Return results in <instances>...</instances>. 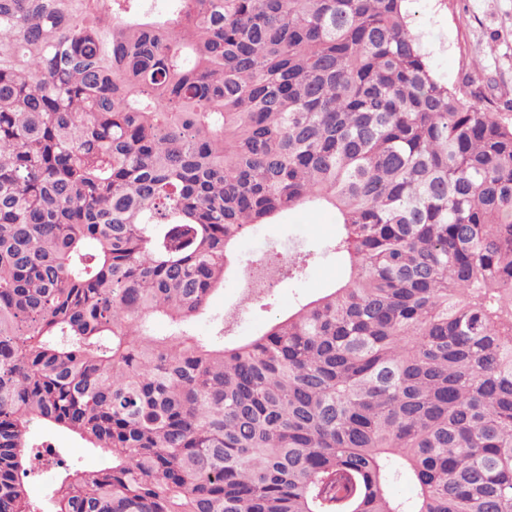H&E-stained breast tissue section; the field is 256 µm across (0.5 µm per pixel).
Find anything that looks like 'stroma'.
Wrapping results in <instances>:
<instances>
[{"instance_id":"obj_1","label":"stroma","mask_w":512,"mask_h":512,"mask_svg":"<svg viewBox=\"0 0 512 512\" xmlns=\"http://www.w3.org/2000/svg\"><path fill=\"white\" fill-rule=\"evenodd\" d=\"M409 8L412 33L427 53L436 77L451 86L469 85L497 106L512 104V0H411ZM336 230L331 214L301 209L251 229L239 239L237 253L248 260L270 249L284 254L296 248L315 250L334 238ZM340 273L335 255L329 254L318 258L304 280H278L266 302L243 308L236 336L254 335L276 315L320 294ZM245 289L237 276L226 277L223 289L196 318L195 335H214L225 308L236 303ZM27 441L51 444L60 450L65 464L85 470L95 469L103 461L98 451L66 431L36 424L30 427Z\"/></svg>"}]
</instances>
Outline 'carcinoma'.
<instances>
[{"mask_svg":"<svg viewBox=\"0 0 512 512\" xmlns=\"http://www.w3.org/2000/svg\"><path fill=\"white\" fill-rule=\"evenodd\" d=\"M174 2L0 0V512H44L35 422L108 455L55 460L50 512H512V122L435 78L408 0ZM299 208L340 280L196 336ZM337 226L331 214L319 209H301L279 218L274 224H261L242 236L237 253L243 261L277 249L284 256L296 248L317 250L336 236ZM246 288L247 285L236 274L226 277L224 288L213 295L204 314L196 318L194 334L200 337L213 336L217 323L224 315V309L236 303ZM60 470L52 467H44L40 476L36 479H30L27 482L29 497L41 503L44 510H50V495L53 484L58 479Z\"/></svg>","mask_w":512,"mask_h":512,"instance_id":"cac0c4a2","label":"carcinoma"}]
</instances>
